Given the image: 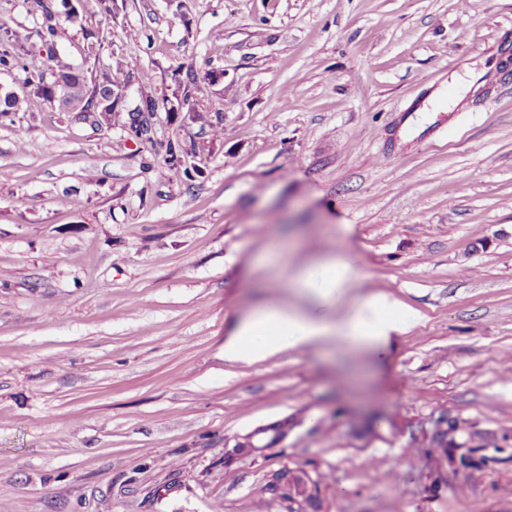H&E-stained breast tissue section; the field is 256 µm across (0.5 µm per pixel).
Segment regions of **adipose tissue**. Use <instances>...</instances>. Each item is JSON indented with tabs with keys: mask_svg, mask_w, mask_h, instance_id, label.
I'll return each mask as SVG.
<instances>
[{
	"mask_svg": "<svg viewBox=\"0 0 512 512\" xmlns=\"http://www.w3.org/2000/svg\"><path fill=\"white\" fill-rule=\"evenodd\" d=\"M359 276L345 258L327 254L314 259L298 274L294 286L312 304L323 306L339 301ZM415 319L413 310L377 292L366 293L341 325L322 316L269 299L251 306L224 339L228 361L263 359L288 349L320 346L334 332L368 342L385 354L394 336L404 333Z\"/></svg>",
	"mask_w": 512,
	"mask_h": 512,
	"instance_id": "adipose-tissue-1",
	"label": "adipose tissue"
}]
</instances>
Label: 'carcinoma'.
Listing matches in <instances>:
<instances>
[{
    "mask_svg": "<svg viewBox=\"0 0 512 512\" xmlns=\"http://www.w3.org/2000/svg\"><path fill=\"white\" fill-rule=\"evenodd\" d=\"M35 3L44 17L37 40L27 43V47L20 52L16 49L19 36L15 33L6 34V37L0 40V69H21L25 74V84L48 100L67 93L79 84H84L90 94L76 100L72 111L97 113L107 124H112V113L121 111V106L112 103L110 95L98 97L96 89L100 85L117 91L124 88L130 77V69H125L121 65L114 68L110 65L95 64L87 68L75 67L62 59L54 48L58 34L55 24L56 13L44 3V0H35ZM43 55L51 61L46 67L36 64L37 59ZM184 154L185 150L179 144L168 143L165 148V164L169 173L189 183L199 175V170L186 164Z\"/></svg>",
    "mask_w": 512,
    "mask_h": 512,
    "instance_id": "carcinoma-1",
    "label": "carcinoma"
}]
</instances>
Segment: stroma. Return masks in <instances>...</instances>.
I'll return each mask as SVG.
<instances>
[{
  "label": "stroma",
  "instance_id": "1",
  "mask_svg": "<svg viewBox=\"0 0 512 512\" xmlns=\"http://www.w3.org/2000/svg\"><path fill=\"white\" fill-rule=\"evenodd\" d=\"M73 2L58 51L121 46L134 76L107 125L0 69V512H289L285 466L322 512H512V0ZM39 18L0 0L2 27ZM328 253L364 282L328 318L367 289L416 312L387 355L336 335L225 361L245 307L299 302ZM445 413L481 470L434 450ZM285 417L283 447L225 465ZM187 153L178 143H168L165 148V164L167 171L184 183L193 182L200 174L196 166H188L184 159ZM293 429L288 417L273 423L261 425L247 434L236 437L233 442L224 443V463L261 454L270 448L281 447ZM317 486L316 480L308 471L288 467L276 471L269 483V488L276 497L297 506L292 512L321 511Z\"/></svg>",
  "mask_w": 512,
  "mask_h": 512
}]
</instances>
